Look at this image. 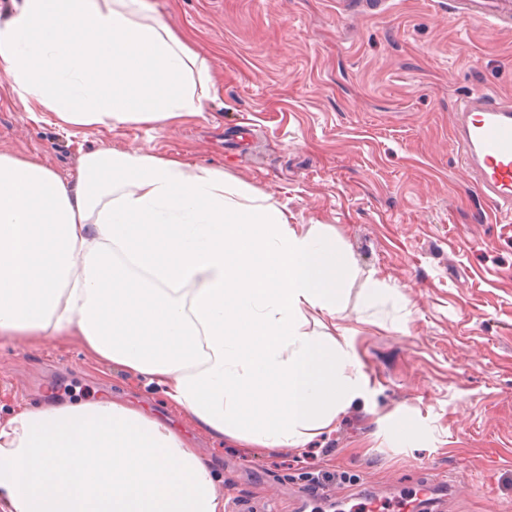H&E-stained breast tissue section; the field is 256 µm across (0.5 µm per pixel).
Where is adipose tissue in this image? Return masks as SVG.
I'll return each instance as SVG.
<instances>
[{"label": "adipose tissue", "mask_w": 512, "mask_h": 512, "mask_svg": "<svg viewBox=\"0 0 512 512\" xmlns=\"http://www.w3.org/2000/svg\"><path fill=\"white\" fill-rule=\"evenodd\" d=\"M150 0H17L0 71L62 131L164 127L218 93ZM352 271L323 225L179 157L85 151L75 178L0 151V342L78 344L213 437L302 448L368 392L350 342L311 333ZM0 512H224L167 422L104 395L0 415Z\"/></svg>", "instance_id": "obj_1"}]
</instances>
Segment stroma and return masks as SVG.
<instances>
[{"mask_svg":"<svg viewBox=\"0 0 512 512\" xmlns=\"http://www.w3.org/2000/svg\"><path fill=\"white\" fill-rule=\"evenodd\" d=\"M191 39L219 98L160 130L33 123L0 72V148L62 177L79 145L135 144L219 167L290 223L323 224L360 276L336 323L366 400L305 449L241 448L173 412L72 344L0 348V409L107 394L169 420L214 467L224 512H336L363 494L428 484L431 512H512V221L494 222L452 150L456 103L512 100V30L455 15L453 0H155ZM379 297L364 304L365 276ZM416 424L412 431L401 420Z\"/></svg>","mask_w":512,"mask_h":512,"instance_id":"35a3bbf8","label":"stroma"}]
</instances>
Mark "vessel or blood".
Masks as SVG:
<instances>
[{
	"label": "vessel or blood",
	"mask_w": 512,
	"mask_h": 512,
	"mask_svg": "<svg viewBox=\"0 0 512 512\" xmlns=\"http://www.w3.org/2000/svg\"><path fill=\"white\" fill-rule=\"evenodd\" d=\"M459 15L477 24L512 27V0H455ZM454 150L472 173L474 187L495 202L498 212L512 214V101L487 89L463 96L455 112ZM418 494L390 503L372 499L350 512H411Z\"/></svg>",
	"instance_id": "vessel-or-blood-1"
}]
</instances>
